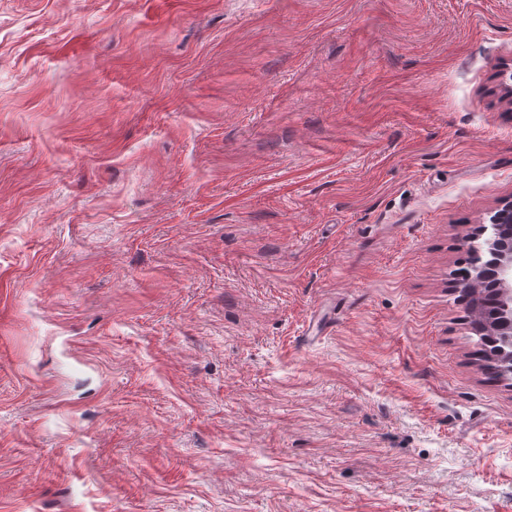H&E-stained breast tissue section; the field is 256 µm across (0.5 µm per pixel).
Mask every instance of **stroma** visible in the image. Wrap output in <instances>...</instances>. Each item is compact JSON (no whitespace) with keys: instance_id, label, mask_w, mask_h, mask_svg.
I'll list each match as a JSON object with an SVG mask.
<instances>
[{"instance_id":"35a3bbf8","label":"stroma","mask_w":512,"mask_h":512,"mask_svg":"<svg viewBox=\"0 0 512 512\" xmlns=\"http://www.w3.org/2000/svg\"><path fill=\"white\" fill-rule=\"evenodd\" d=\"M509 70L512 0H0V512H512ZM501 242V243H499ZM489 245H495L496 263L494 267L493 280L495 288L498 290L500 297L504 302L506 309L512 312V247L505 240L499 241L497 238L490 236L488 238ZM483 264L485 266V276L472 279L471 283L468 284L470 288H465V295L468 299L473 329L476 325L480 335V350L482 351L484 361L489 369L496 370L502 374L504 373L506 357V354H502V349L507 348L503 345L502 336L499 335V332L488 328V326H492L495 322L499 321L496 318L498 301L490 275V279L486 280V275L490 274L492 269L489 267L487 259L484 260Z\"/></svg>"}]
</instances>
